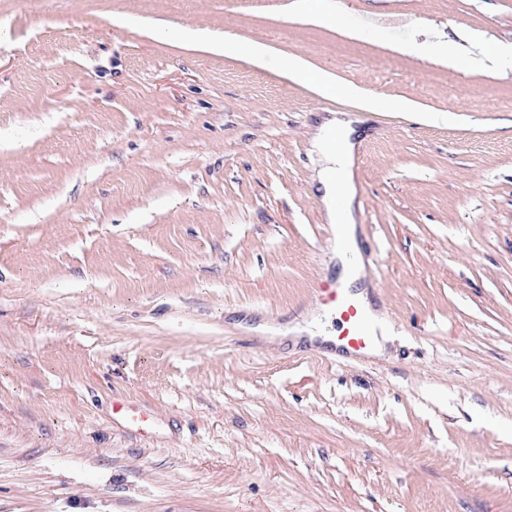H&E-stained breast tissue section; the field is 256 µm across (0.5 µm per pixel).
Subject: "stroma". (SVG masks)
<instances>
[{
    "label": "stroma",
    "mask_w": 512,
    "mask_h": 512,
    "mask_svg": "<svg viewBox=\"0 0 512 512\" xmlns=\"http://www.w3.org/2000/svg\"><path fill=\"white\" fill-rule=\"evenodd\" d=\"M291 2L0 0V512H512V67L462 50L512 45V0ZM427 28L447 52L412 50ZM330 112L362 120L396 335L362 360L285 336L338 327ZM280 68L289 77L316 83L328 92L336 90L327 74L310 72L298 56L291 55L288 59L282 60ZM112 414L114 419L119 420L132 435H143L153 421L150 412H147L141 406L127 402L123 398L113 399Z\"/></svg>",
    "instance_id": "obj_1"
}]
</instances>
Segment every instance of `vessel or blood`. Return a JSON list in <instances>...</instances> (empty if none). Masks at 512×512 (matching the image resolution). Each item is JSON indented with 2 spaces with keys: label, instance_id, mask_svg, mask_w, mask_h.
I'll return each mask as SVG.
<instances>
[{
  "label": "vessel or blood",
  "instance_id": "1",
  "mask_svg": "<svg viewBox=\"0 0 512 512\" xmlns=\"http://www.w3.org/2000/svg\"><path fill=\"white\" fill-rule=\"evenodd\" d=\"M314 293L322 308L336 316L339 323L337 340L342 352L348 357H368L372 337L365 327V318L357 301L350 298L343 289L327 277H319ZM112 413L123 427L133 435L146 433L153 418L143 407L116 398L112 401Z\"/></svg>",
  "mask_w": 512,
  "mask_h": 512
}]
</instances>
